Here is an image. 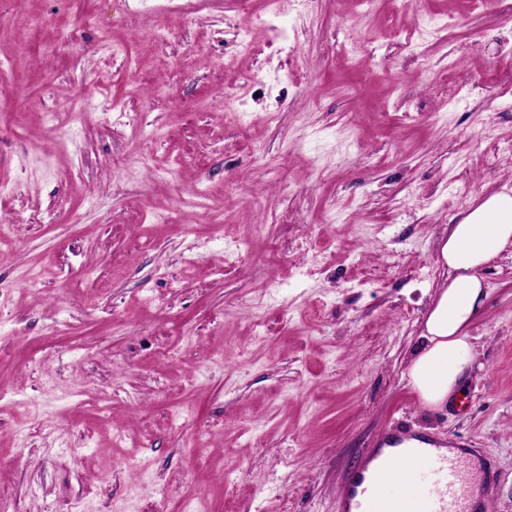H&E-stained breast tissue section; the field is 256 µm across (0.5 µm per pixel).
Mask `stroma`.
I'll use <instances>...</instances> for the list:
<instances>
[{"instance_id":"35a3bbf8","label":"stroma","mask_w":512,"mask_h":512,"mask_svg":"<svg viewBox=\"0 0 512 512\" xmlns=\"http://www.w3.org/2000/svg\"><path fill=\"white\" fill-rule=\"evenodd\" d=\"M184 3L0 0L10 512H336L398 427L512 512L511 249L466 409L407 378L441 240L512 188V0H207L154 37Z\"/></svg>"}]
</instances>
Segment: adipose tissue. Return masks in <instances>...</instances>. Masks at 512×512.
<instances>
[{
  "mask_svg": "<svg viewBox=\"0 0 512 512\" xmlns=\"http://www.w3.org/2000/svg\"><path fill=\"white\" fill-rule=\"evenodd\" d=\"M512 246V190L486 195L452 225L440 247L445 283L425 317L408 359V379L420 402L444 405L473 362L468 329L484 308L482 270Z\"/></svg>",
  "mask_w": 512,
  "mask_h": 512,
  "instance_id": "1",
  "label": "adipose tissue"
}]
</instances>
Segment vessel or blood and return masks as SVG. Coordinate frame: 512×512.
I'll list each match as a JSON object with an SVG mask.
<instances>
[{"instance_id":"vessel-or-blood-1","label":"vessel or blood","mask_w":512,"mask_h":512,"mask_svg":"<svg viewBox=\"0 0 512 512\" xmlns=\"http://www.w3.org/2000/svg\"><path fill=\"white\" fill-rule=\"evenodd\" d=\"M411 457L428 461L432 492L420 500H382V479L395 473L400 460ZM494 479L491 461L476 450L462 447L451 453L445 443L432 436L413 445L407 435L395 429L385 436L381 447L371 449L349 471L336 512H490L489 502L480 494Z\"/></svg>"}]
</instances>
